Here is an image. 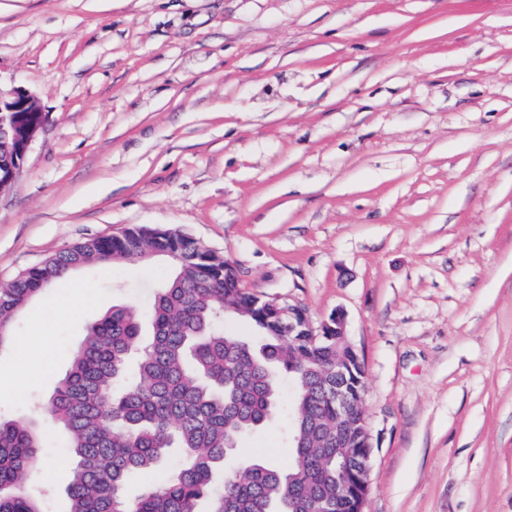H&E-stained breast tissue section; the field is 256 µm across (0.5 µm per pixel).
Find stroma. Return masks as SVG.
<instances>
[{
    "label": "stroma",
    "instance_id": "obj_1",
    "mask_svg": "<svg viewBox=\"0 0 512 512\" xmlns=\"http://www.w3.org/2000/svg\"><path fill=\"white\" fill-rule=\"evenodd\" d=\"M0 88L48 116L0 192V285L88 238L180 230L313 323L345 313L365 512H512V0H0ZM168 273L89 266L83 318L58 287L16 319L0 418L43 436V512H67L75 459L35 400L88 321ZM287 414L244 460L290 466Z\"/></svg>",
    "mask_w": 512,
    "mask_h": 512
}]
</instances>
